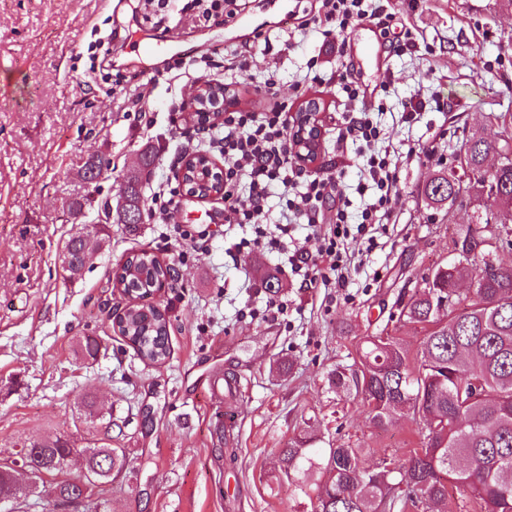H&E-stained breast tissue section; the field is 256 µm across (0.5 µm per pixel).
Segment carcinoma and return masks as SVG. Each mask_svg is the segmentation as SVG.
<instances>
[{
    "instance_id": "1",
    "label": "carcinoma",
    "mask_w": 512,
    "mask_h": 512,
    "mask_svg": "<svg viewBox=\"0 0 512 512\" xmlns=\"http://www.w3.org/2000/svg\"><path fill=\"white\" fill-rule=\"evenodd\" d=\"M467 142L473 144L475 177L465 189H453L444 175L425 188L433 204L466 198L479 212L474 225L452 240L456 259L425 276L422 288L401 305L400 314L425 329L419 356H410L393 337L367 336L359 347L360 373L332 376V384L355 389L378 427L411 410L424 423L421 446L397 461L395 471L385 462L364 469L363 449L351 446L283 449L286 474L320 466L328 473L313 512H406L454 496L481 512H512V265L496 259L501 231L488 227L494 216L488 204L512 212V160L493 173L485 168L488 154L509 147L512 135L499 146L478 136ZM127 193L136 226L146 214L139 179L128 180ZM96 245L81 230L72 234L63 253L65 271L81 274ZM164 276L165 268L144 251L127 257L115 271V283L140 299ZM465 279L473 282V295L462 297L455 286ZM118 332L144 361L162 363L170 355L166 312L155 306H128ZM76 452L100 484L112 481L126 463L109 434L103 445L80 451L62 437L47 436L23 443L19 456L39 479L63 472ZM78 491L75 481L57 483L53 507L71 503ZM16 497L12 469L0 463V502Z\"/></svg>"
}]
</instances>
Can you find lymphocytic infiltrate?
Masks as SVG:
<instances>
[{
    "mask_svg": "<svg viewBox=\"0 0 512 512\" xmlns=\"http://www.w3.org/2000/svg\"><path fill=\"white\" fill-rule=\"evenodd\" d=\"M375 21L388 35L395 19L384 0H319V7L304 26L336 40L363 20ZM307 73L296 83L297 92L312 84H339L351 108L342 113L337 150L355 147L360 160L356 182H348L343 166L309 172L295 163L290 150L292 116L281 100L275 76L254 86L265 100L261 110L225 111L220 125H201L196 149L219 152L224 159V222L250 227L249 236L233 243L230 251L241 257L256 251L288 253V264L307 288H346L356 266L351 243L376 248L385 234L401 196L403 161L419 159L418 143L407 146L405 157L391 153L379 113L359 106L360 86L339 73L328 75L318 57L309 58ZM278 197L282 221L270 223L267 201ZM305 226V241L291 237L293 225Z\"/></svg>",
    "mask_w": 512,
    "mask_h": 512,
    "instance_id": "1",
    "label": "lymphocytic infiltrate"
}]
</instances>
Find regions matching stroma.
<instances>
[{
	"instance_id": "obj_1",
	"label": "stroma",
	"mask_w": 512,
	"mask_h": 512,
	"mask_svg": "<svg viewBox=\"0 0 512 512\" xmlns=\"http://www.w3.org/2000/svg\"><path fill=\"white\" fill-rule=\"evenodd\" d=\"M245 3L251 26L200 27L193 14L174 13L168 30L149 38L195 56L245 49L256 31L296 27L319 7L317 0ZM390 10L415 32L417 52L386 47L363 56L361 45L379 36L365 22L349 31L345 56L311 33L256 53L251 67L255 76L275 70L286 99L307 60L321 55L325 69L350 70L376 89L394 148L415 140L427 151L404 165L388 235L343 291L302 287L275 253L233 261L220 199L182 198L165 222L144 221L133 233L106 222L103 206L123 195L140 152L154 156L143 176L147 194L174 178L192 151L197 119L179 111L178 97L196 84L162 73L163 56L136 54L131 0H0V460L41 436L100 445L101 425L84 417L88 395L121 427L112 444L127 457L118 479L97 489L99 512H312L326 476L287 478L282 448L349 444L373 467L419 447L411 414L376 427L361 398L330 378L352 368L367 334L386 331L413 354L421 346L424 329L401 318L398 303L452 260V237L473 221L471 206L427 205L424 189L453 169L468 136L493 142L512 134V0H392ZM148 75L157 81L138 117L130 107ZM417 93L445 106L410 127L400 112ZM310 95L326 107L318 170L340 159L356 177L355 154H336L338 86ZM101 158L110 163L107 177L84 180L85 164ZM184 227L195 236L186 245ZM80 228L97 233L99 245L72 277L61 253ZM143 250L179 272L144 299L170 320V355L160 364L142 361L113 327L127 304L113 273ZM273 273L278 285L270 288ZM271 301L281 310L268 309ZM88 338L98 344L92 359L79 349ZM227 415L234 439L221 444L216 429Z\"/></svg>"
}]
</instances>
